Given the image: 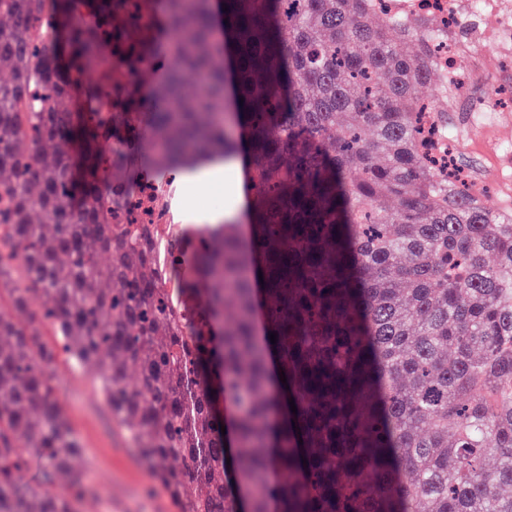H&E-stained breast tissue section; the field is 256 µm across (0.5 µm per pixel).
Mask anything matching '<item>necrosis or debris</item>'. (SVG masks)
Returning <instances> with one entry per match:
<instances>
[{"instance_id":"1","label":"necrosis or debris","mask_w":512,"mask_h":512,"mask_svg":"<svg viewBox=\"0 0 512 512\" xmlns=\"http://www.w3.org/2000/svg\"><path fill=\"white\" fill-rule=\"evenodd\" d=\"M375 7L398 17L438 19L435 45L448 74V101L471 105L462 129L449 130V142L463 133L476 136L493 128L499 114L491 99L476 106L471 103L478 82L468 63L475 58V48L486 44L512 58V0H375Z\"/></svg>"}]
</instances>
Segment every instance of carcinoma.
<instances>
[{"mask_svg":"<svg viewBox=\"0 0 512 512\" xmlns=\"http://www.w3.org/2000/svg\"><path fill=\"white\" fill-rule=\"evenodd\" d=\"M74 2L0 0V512L85 499L59 350L100 382L175 512H512V211L420 151L422 107L448 127L432 18L164 0L140 180L123 156L154 27L134 14L155 0L73 28ZM218 152L250 182L246 243L236 224L188 240L165 223L153 177Z\"/></svg>","mask_w":512,"mask_h":512,"instance_id":"1","label":"carcinoma"}]
</instances>
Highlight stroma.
Wrapping results in <instances>:
<instances>
[{"label":"stroma","mask_w":512,"mask_h":512,"mask_svg":"<svg viewBox=\"0 0 512 512\" xmlns=\"http://www.w3.org/2000/svg\"><path fill=\"white\" fill-rule=\"evenodd\" d=\"M164 191L167 223L185 231L199 228L195 219L198 209L190 201L207 194V187L177 172ZM54 383L68 423L85 452L82 483L87 512H173L170 498L136 456L129 436L113 420L95 382L73 369L63 355Z\"/></svg>","instance_id":"35a3bbf8"}]
</instances>
